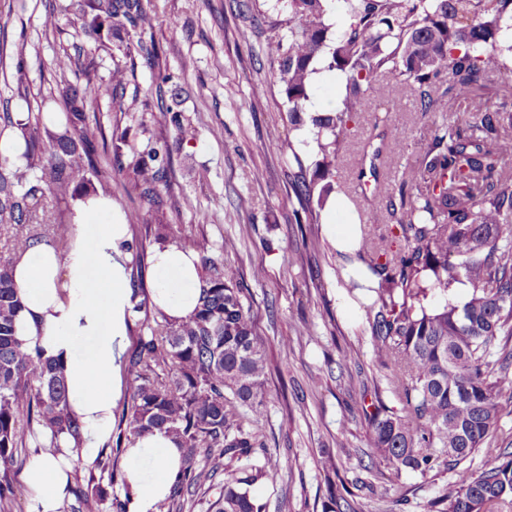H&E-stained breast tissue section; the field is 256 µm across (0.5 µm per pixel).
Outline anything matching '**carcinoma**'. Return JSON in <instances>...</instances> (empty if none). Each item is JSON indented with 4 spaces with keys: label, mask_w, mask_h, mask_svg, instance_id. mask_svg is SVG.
Returning a JSON list of instances; mask_svg holds the SVG:
<instances>
[{
    "label": "carcinoma",
    "mask_w": 512,
    "mask_h": 512,
    "mask_svg": "<svg viewBox=\"0 0 512 512\" xmlns=\"http://www.w3.org/2000/svg\"><path fill=\"white\" fill-rule=\"evenodd\" d=\"M332 0H288L287 33L271 42L276 79L288 102L290 120L310 101V78L337 73L345 93L339 107L314 112L317 160L298 163L288 178L301 202L299 225L317 224L336 190L339 162L349 147L353 124L369 110L371 96L391 82L413 91L423 112H447L467 103L462 124L440 125L419 161L401 170L397 190L386 194L389 224L377 232L360 225L355 254L375 276V298L364 306L375 356L392 368L390 383L401 407H380L370 420V448L386 460L394 478L422 475L448 458L455 487L430 512H501L512 509V451L488 448L476 473L467 461L512 412V171L502 131L512 130V113L478 94L493 73L512 71V0H344L346 30H333ZM69 10L84 32L106 48L127 35L118 49L146 60L161 49L145 44L152 27L144 0H71ZM55 99L65 123L33 111L27 69L18 57L12 78L27 117L0 113V136L12 131L24 142L19 167L0 157V229L9 233L0 257V500L14 494L10 478L15 452L34 426L81 438L66 380L55 363L31 352L16 337L21 301L13 258L34 242L58 250L71 238L70 202L111 193L112 162L103 160L105 136L90 121L89 102L104 92L95 61L79 51L56 57ZM384 144L391 159L405 142L390 130ZM168 154L151 149L134 164L133 189L159 199L166 183ZM159 224L154 241L197 250L189 237L171 236ZM135 292L143 289L144 246L134 239ZM201 295L186 321L150 324L146 302L135 305L139 335L126 361L130 381L129 442L153 430L176 435L183 469L173 487L171 508L182 512L184 495L224 472L217 512H267L251 488L274 480L278 462L258 455V432L246 413L263 416L267 362L243 289L224 266L201 257ZM467 289L457 299L458 286ZM205 448L209 469L196 466ZM324 512H364L340 476L333 452L322 455Z\"/></svg>",
    "instance_id": "obj_1"
}]
</instances>
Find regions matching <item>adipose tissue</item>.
Returning a JSON list of instances; mask_svg holds the SVG:
<instances>
[{"label":"adipose tissue","instance_id":"1","mask_svg":"<svg viewBox=\"0 0 512 512\" xmlns=\"http://www.w3.org/2000/svg\"><path fill=\"white\" fill-rule=\"evenodd\" d=\"M111 208L104 198L74 202L69 250L39 243L16 258L14 279L23 305L17 337L63 368L71 408L83 424L80 441L60 436L56 452L41 450L28 461L22 481L29 512H57L73 460H93L112 433L132 290L126 223L91 221ZM194 261L193 253L174 244L154 249L150 299L170 320H185L195 311L201 283ZM182 455L173 435L154 431L135 439L125 454L127 512H159L180 475Z\"/></svg>","mask_w":512,"mask_h":512}]
</instances>
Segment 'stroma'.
<instances>
[{
    "label": "stroma",
    "instance_id": "obj_1",
    "mask_svg": "<svg viewBox=\"0 0 512 512\" xmlns=\"http://www.w3.org/2000/svg\"><path fill=\"white\" fill-rule=\"evenodd\" d=\"M65 0H0V30L9 49H22L32 104L59 114L48 101L59 75L54 60L63 49L81 47L94 56L100 84L111 86L124 70L125 99L139 109L119 110L110 98L95 100L87 113L105 136L125 134L122 165L112 174V209L141 211L144 223L129 226L154 248L156 225L197 240L205 256L223 263L251 305L257 333L270 368L266 408L258 426L267 450L282 468L275 482L261 485L268 512H323V449L338 453L340 474L365 512H429L454 485L446 464L422 475L403 473L390 482L385 463L371 460L370 426L354 404L355 385L377 382L389 407L400 398L390 389L388 369L374 355L363 309L349 292L348 262L328 232L332 224L387 223L386 190L393 173L367 180L355 167L373 154L384 132L399 129L415 161L440 124L454 125L465 108L422 112L414 95L395 85L374 98L354 134L336 176L342 190L334 212H322L314 228L318 249L308 263L298 256L305 243L293 220L299 203L288 182L295 162L311 164L314 143L305 126L291 122L288 105L270 67L269 44L279 21L287 19L286 0H244L240 12L229 0H147L153 37L162 51L154 66L125 56L118 48L97 49L74 15H59L57 29L45 27L49 5ZM250 28L248 45L237 31ZM173 80L162 83V75ZM152 147L170 151L167 184L159 202L139 198L132 189L133 166ZM248 208H241L240 198ZM234 249H226L227 241ZM266 271L255 281V268ZM123 456L112 471L96 473L99 493L85 499L66 494V512H112L123 497Z\"/></svg>",
    "mask_w": 512,
    "mask_h": 512
}]
</instances>
